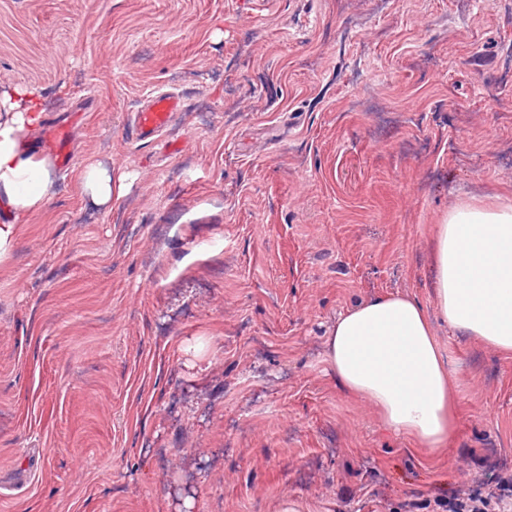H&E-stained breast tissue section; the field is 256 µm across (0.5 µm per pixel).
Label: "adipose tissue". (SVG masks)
I'll return each mask as SVG.
<instances>
[{
  "mask_svg": "<svg viewBox=\"0 0 512 512\" xmlns=\"http://www.w3.org/2000/svg\"><path fill=\"white\" fill-rule=\"evenodd\" d=\"M5 101L11 114L0 118V263L27 218L46 208L55 184L51 160L30 141L44 115L40 92L18 88ZM79 178L83 194L101 205L125 190L123 176L94 163ZM435 257L436 313L408 295L375 297L340 315L326 341L329 373L344 396L368 403L428 456L453 444L460 411L434 318L512 355V202L450 209L435 227Z\"/></svg>",
  "mask_w": 512,
  "mask_h": 512,
  "instance_id": "ef3b65f1",
  "label": "adipose tissue"
}]
</instances>
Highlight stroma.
<instances>
[{"label":"stroma","instance_id":"obj_1","mask_svg":"<svg viewBox=\"0 0 512 512\" xmlns=\"http://www.w3.org/2000/svg\"><path fill=\"white\" fill-rule=\"evenodd\" d=\"M15 86L75 142L0 264V512H442L512 471V357L437 324L428 458L324 349L369 298L435 310L434 224L512 200V0H0ZM180 109V100L171 93L148 96L146 104L134 114L133 125L142 139L160 135L166 130L174 112ZM80 185L83 195L101 205L112 203V197L120 198L125 190L124 177L112 175V168L88 164L80 171Z\"/></svg>","mask_w":512,"mask_h":512}]
</instances>
